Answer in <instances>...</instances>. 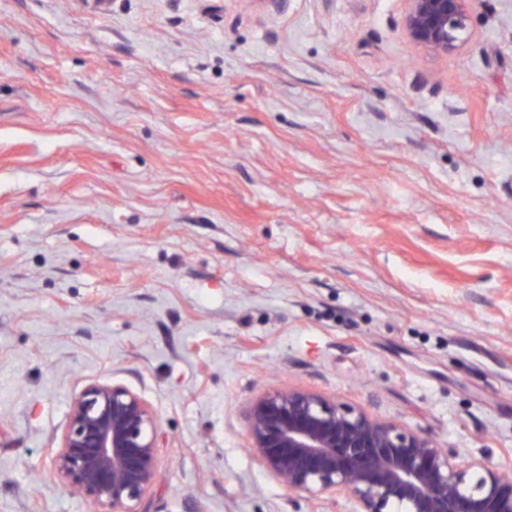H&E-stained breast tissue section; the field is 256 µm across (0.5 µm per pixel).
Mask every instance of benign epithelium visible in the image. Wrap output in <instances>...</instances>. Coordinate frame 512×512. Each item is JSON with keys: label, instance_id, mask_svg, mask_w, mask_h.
I'll use <instances>...</instances> for the list:
<instances>
[{"label": "benign epithelium", "instance_id": "obj_1", "mask_svg": "<svg viewBox=\"0 0 512 512\" xmlns=\"http://www.w3.org/2000/svg\"><path fill=\"white\" fill-rule=\"evenodd\" d=\"M470 2L407 0V37L431 55L456 51L470 33ZM248 430L261 465L311 498L348 496L360 512H512V478L311 392L259 399ZM158 433L139 394L90 383L70 405L54 473L95 512H138L153 484Z\"/></svg>", "mask_w": 512, "mask_h": 512}]
</instances>
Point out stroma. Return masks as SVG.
Listing matches in <instances>:
<instances>
[{
	"instance_id": "35a3bbf8",
	"label": "stroma",
	"mask_w": 512,
	"mask_h": 512,
	"mask_svg": "<svg viewBox=\"0 0 512 512\" xmlns=\"http://www.w3.org/2000/svg\"><path fill=\"white\" fill-rule=\"evenodd\" d=\"M406 0H0V512L72 399L161 423L139 512H358L279 485L303 389L512 472V0L430 55Z\"/></svg>"
}]
</instances>
